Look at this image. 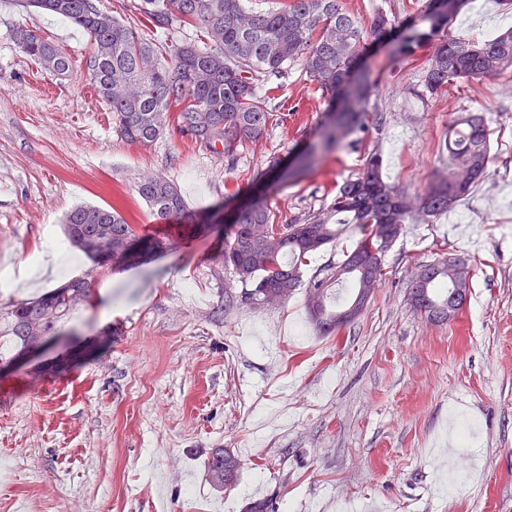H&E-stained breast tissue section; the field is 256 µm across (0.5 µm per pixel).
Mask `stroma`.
<instances>
[{"mask_svg":"<svg viewBox=\"0 0 512 512\" xmlns=\"http://www.w3.org/2000/svg\"><path fill=\"white\" fill-rule=\"evenodd\" d=\"M427 3L342 0L363 21L379 8L419 20ZM508 26L497 0H471L451 30L483 38ZM20 28L67 52L72 74L22 54ZM90 55L86 33L0 0V310L42 295L18 274L65 245L74 206L114 208L155 238L135 190L143 175L174 180L197 224H175L168 248L137 265L81 260L92 304L56 345L0 368V512H248L260 498L275 512H512V239L501 235L512 227V72L431 96L422 55L396 61L370 43L368 129L289 181L325 120L300 65L258 82L269 132L230 165L173 129L150 147L118 137ZM463 110L487 119L484 180L448 214L407 225L353 324L319 335L300 290L245 300L222 257L240 208L260 199L279 223L304 218L375 150L385 178L417 199L447 172L448 126ZM451 254L468 263L467 302L436 323L411 307L407 285ZM464 421L473 438L458 497L446 448ZM214 448L242 460L234 488L209 483Z\"/></svg>","mask_w":512,"mask_h":512,"instance_id":"1","label":"stroma"}]
</instances>
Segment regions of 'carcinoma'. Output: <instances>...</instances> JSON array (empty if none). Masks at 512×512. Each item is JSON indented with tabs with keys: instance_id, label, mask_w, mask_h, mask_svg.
Segmentation results:
<instances>
[{
	"instance_id": "1",
	"label": "carcinoma",
	"mask_w": 512,
	"mask_h": 512,
	"mask_svg": "<svg viewBox=\"0 0 512 512\" xmlns=\"http://www.w3.org/2000/svg\"><path fill=\"white\" fill-rule=\"evenodd\" d=\"M100 0H14L25 11H48L81 27L91 38L90 80L109 106L116 132L125 141L150 146L175 126L199 147L233 161L240 148L261 141L272 113L257 94L256 81L278 76L300 64L316 84L330 118L320 138L299 158L311 169L320 158L365 130L369 76L357 74L367 37L391 30L392 54L410 57L429 49L423 67L427 93L449 89L462 81L479 80L512 69V27L483 40H465L447 32L448 20L467 0L430 3L427 26L398 21L378 9L367 22L341 6V0H290L280 11L248 9L244 0H138L140 23L155 31H171L198 23L210 45L191 43L159 47L143 38L128 21L102 10ZM18 47L27 57L66 76L74 63L53 41L30 31L19 33ZM448 173L438 176L413 203L383 176L376 152L365 158L362 171L343 181L330 203L308 217L280 225L272 232L273 215L261 203L242 211L224 240V264L243 283L252 285L246 299L257 304L280 303L304 287L312 324L322 336L339 332L355 321L343 313L374 293L380 278L362 279L353 267L357 253L374 252L378 259L402 233L413 214L436 217L448 213L484 177L489 163V134L480 112H464L448 129ZM137 194L159 223H193L178 185L160 175L137 183ZM349 227L357 239L344 260L329 273L303 282L306 259L334 243ZM70 245L98 266L99 255L120 264L142 251H162L160 239L138 235L134 225L115 209L78 206L67 217ZM350 285L349 298L336 300L334 286ZM469 271L461 259L449 257L420 267L409 283L412 307L435 322L448 320V302L462 309ZM90 297V282L75 278L40 297L18 301L7 312L8 336L22 354L47 342L57 325ZM243 463L234 453L214 448L206 461L207 476L218 489L238 483Z\"/></svg>"
}]
</instances>
